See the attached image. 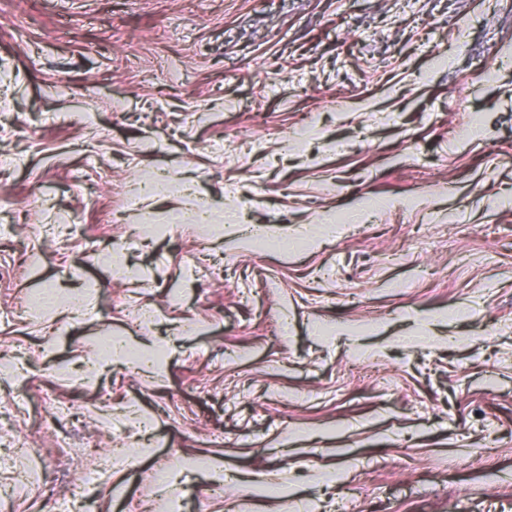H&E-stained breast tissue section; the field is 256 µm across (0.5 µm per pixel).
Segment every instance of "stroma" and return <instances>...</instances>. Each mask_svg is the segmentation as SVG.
<instances>
[{
    "instance_id": "obj_1",
    "label": "stroma",
    "mask_w": 512,
    "mask_h": 512,
    "mask_svg": "<svg viewBox=\"0 0 512 512\" xmlns=\"http://www.w3.org/2000/svg\"><path fill=\"white\" fill-rule=\"evenodd\" d=\"M91 469L87 512H512V0H0V512Z\"/></svg>"
}]
</instances>
